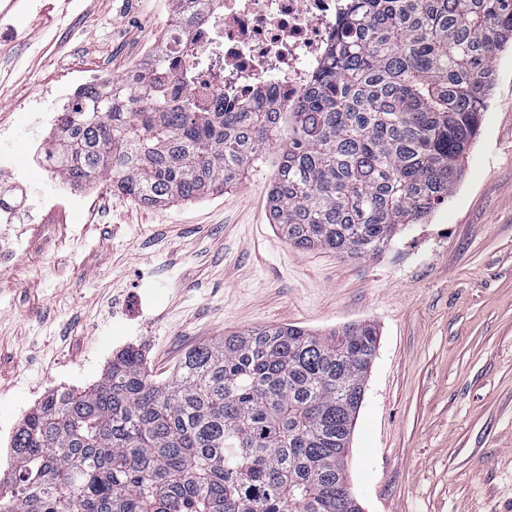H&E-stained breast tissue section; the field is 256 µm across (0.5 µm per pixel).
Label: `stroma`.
I'll list each match as a JSON object with an SVG mask.
<instances>
[{
  "mask_svg": "<svg viewBox=\"0 0 512 512\" xmlns=\"http://www.w3.org/2000/svg\"><path fill=\"white\" fill-rule=\"evenodd\" d=\"M169 0H0V122L29 199L0 223V479L28 412L140 348L167 378L190 348L271 324L380 332L347 471L364 512H512V51L448 201L377 256L288 244L263 160L233 189L151 207L105 185L52 207L23 102L68 69L118 81Z\"/></svg>",
  "mask_w": 512,
  "mask_h": 512,
  "instance_id": "35a3bbf8",
  "label": "stroma"
}]
</instances>
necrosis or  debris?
Wrapping results in <instances>:
<instances>
[{
	"label": "necrosis or debris",
	"mask_w": 512,
	"mask_h": 512,
	"mask_svg": "<svg viewBox=\"0 0 512 512\" xmlns=\"http://www.w3.org/2000/svg\"><path fill=\"white\" fill-rule=\"evenodd\" d=\"M345 6V0H224L222 10L212 12L195 0L196 52L188 64H177L173 81L181 83L185 68H192V95L204 107L220 92L267 93L274 79L296 95L320 66ZM88 86L83 73L59 75L49 91L53 105L35 108L34 127L55 124Z\"/></svg>",
	"instance_id": "4bbe7bcc"
}]
</instances>
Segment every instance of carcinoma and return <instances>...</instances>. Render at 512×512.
I'll use <instances>...</instances> for the list:
<instances>
[{"mask_svg":"<svg viewBox=\"0 0 512 512\" xmlns=\"http://www.w3.org/2000/svg\"><path fill=\"white\" fill-rule=\"evenodd\" d=\"M194 23L177 20L167 50L193 51ZM509 44L512 0H350L294 101L210 111L147 62L65 110L45 162L156 205L232 187L275 148L269 220L288 243L374 256L456 189ZM378 336L366 322L231 332L164 381L124 349L28 413L0 512H361L343 475Z\"/></svg>","mask_w":512,"mask_h":512,"instance_id":"obj_1","label":"carcinoma"}]
</instances>
